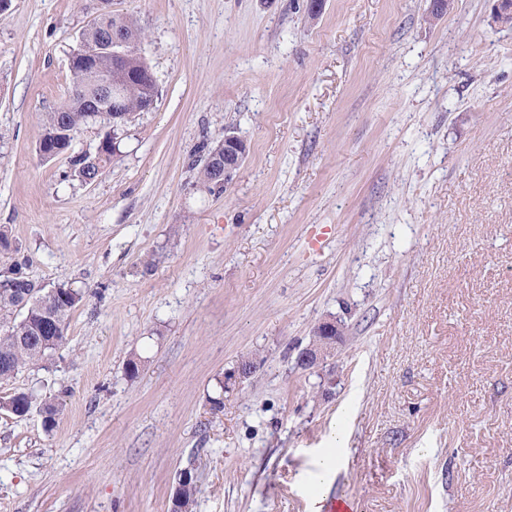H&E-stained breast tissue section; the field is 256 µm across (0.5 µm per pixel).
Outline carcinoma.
<instances>
[{
    "label": "carcinoma",
    "mask_w": 512,
    "mask_h": 512,
    "mask_svg": "<svg viewBox=\"0 0 512 512\" xmlns=\"http://www.w3.org/2000/svg\"><path fill=\"white\" fill-rule=\"evenodd\" d=\"M115 66L112 55L101 50L93 58L77 60L70 68L71 92L66 104L46 115L42 141L51 148L57 147L60 153L68 152L81 126L89 122L100 121L112 127V113L88 111V100L97 95L98 89L91 76V69L110 70ZM126 78L121 80L120 88L126 100L127 112L124 122H129L140 110L149 95L157 93L146 71L149 66L144 57L133 58L125 63ZM107 156L99 164H91V157L77 156L74 163L79 165L80 178L91 183L102 172V164L112 156V144L106 145ZM85 292L66 285L58 286L57 295L49 301L47 309L29 303L23 309H17L13 301L0 296V366L11 363L12 374L27 366H37L53 358L67 341L68 319L70 313L83 301ZM41 406L45 414V425L51 427L60 407L52 402L42 401L31 390L16 392L0 401V414L21 418L34 404ZM198 487L196 480L182 484L179 499L175 504L176 512H192Z\"/></svg>",
    "instance_id": "cac0c4a2"
}]
</instances>
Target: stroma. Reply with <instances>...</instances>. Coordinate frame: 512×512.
<instances>
[{
  "label": "stroma",
  "mask_w": 512,
  "mask_h": 512,
  "mask_svg": "<svg viewBox=\"0 0 512 512\" xmlns=\"http://www.w3.org/2000/svg\"><path fill=\"white\" fill-rule=\"evenodd\" d=\"M495 0H111L154 107L97 181L42 159L98 0L0 14V226L67 343L0 382L62 403L0 415V512H309L319 454L353 512H512V27ZM232 130L223 188L198 176ZM345 339L298 367L313 329ZM257 371L238 379L242 358ZM141 362L128 377L130 358ZM224 402L213 410L212 399ZM224 151L220 148H212L208 151L209 156L217 152L218 154L224 153V163H216V172L214 180L217 182L218 187L226 186L232 179L233 173L242 165L246 158L247 151L246 145L234 132L225 130L224 132ZM343 444L344 434L343 432L340 431L336 434V448H327L326 453L322 457L321 467L323 488L320 490V493L317 494L315 497L313 512H322V509H324V505H326L330 486L334 482L335 478L337 477L341 469V450Z\"/></svg>",
  "instance_id": "obj_1"
}]
</instances>
